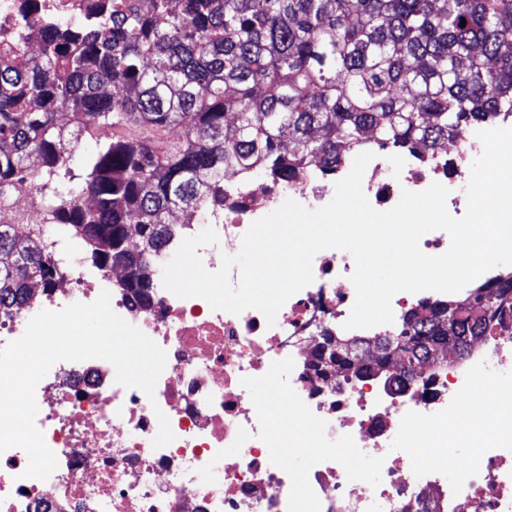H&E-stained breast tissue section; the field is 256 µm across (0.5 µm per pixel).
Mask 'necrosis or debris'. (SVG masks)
Listing matches in <instances>:
<instances>
[{
	"mask_svg": "<svg viewBox=\"0 0 512 512\" xmlns=\"http://www.w3.org/2000/svg\"><path fill=\"white\" fill-rule=\"evenodd\" d=\"M89 0H0V50L19 65L31 49L65 22L84 20ZM469 127L465 149L421 159L376 149L363 190L373 207L390 208L402 190L419 192L438 182L449 190L450 215L466 212V186L483 151ZM224 191L236 197L224 212H207L202 224L181 225L178 237L152 260L150 306L132 303L117 288L114 269L84 270L59 261L54 288L36 289L22 306L0 310V348L18 339L39 311L90 303L101 291L111 307L167 354L153 395L115 382L107 361L55 363L38 383L37 428L58 466L48 479L26 476V451L0 452V512H512V420L478 416L466 447L448 452L452 420L466 391L483 384L485 407L512 395V316L487 337L463 366L424 370L416 388L398 395L364 380L337 389L322 375L315 353L326 339L345 335L355 303L350 280L355 261L327 249L313 260L314 280L291 296L267 323L248 309L233 315L200 298L181 299L161 287L164 265L182 238L212 227L215 245L201 247L206 269L236 255L252 222L293 199L310 209L329 202L319 170L270 186L252 171H231ZM53 209L38 185L0 197V223L46 233ZM287 398L310 427L316 451L303 473L280 450L273 407ZM164 413L173 442L154 448L157 413ZM438 439L439 447L423 449Z\"/></svg>",
	"mask_w": 512,
	"mask_h": 512,
	"instance_id": "4bbe7bcc",
	"label": "necrosis or debris"
}]
</instances>
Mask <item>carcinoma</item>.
<instances>
[{
	"instance_id": "obj_1",
	"label": "carcinoma",
	"mask_w": 512,
	"mask_h": 512,
	"mask_svg": "<svg viewBox=\"0 0 512 512\" xmlns=\"http://www.w3.org/2000/svg\"><path fill=\"white\" fill-rule=\"evenodd\" d=\"M112 0L63 47L49 39L23 69L0 65V188L57 181L97 134L90 171L54 190L61 237L81 239L100 269L120 265L121 288L151 303L149 261L173 237L175 212L224 205V175L254 169L290 182L323 176L367 143L424 157L469 124L512 114V0ZM73 117L70 126L57 115ZM190 121L185 139L111 140L116 125ZM18 225L0 224V307L54 287L56 268ZM461 300H426L392 333L341 343L374 348L353 365L323 345L337 384L367 376L417 384L435 354L464 359L489 336L512 293V272Z\"/></svg>"
}]
</instances>
